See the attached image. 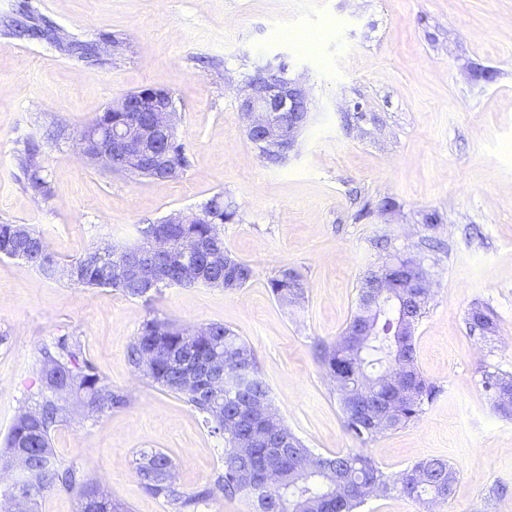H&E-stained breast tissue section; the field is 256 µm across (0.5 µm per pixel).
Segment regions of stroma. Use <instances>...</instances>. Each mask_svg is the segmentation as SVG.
Returning <instances> with one entry per match:
<instances>
[{"label":"stroma","instance_id":"stroma-1","mask_svg":"<svg viewBox=\"0 0 512 512\" xmlns=\"http://www.w3.org/2000/svg\"><path fill=\"white\" fill-rule=\"evenodd\" d=\"M96 57L10 28L21 9ZM288 62L311 120L287 164L248 140L238 88L255 66ZM171 92L189 166L176 180H134L88 164L73 141L113 101ZM40 156L50 194L26 191L17 155ZM223 194L237 207L224 245L254 279L236 291L167 286L143 298L85 289L0 257V447L40 388L41 351L62 336L129 404L75 411L52 434L63 466L128 512H176L148 494L141 452L175 464L190 494L224 468V440L183 398L128 360L142 323H221L253 350L277 414L315 453L355 447L315 345L342 333L370 270L393 254L432 282L413 335L437 388L407 426L365 446L392 474L429 458L458 480L431 510L399 494L362 512H512V418L493 407L490 372L512 373V0H0V224H27L67 264L90 247L133 244L140 230ZM435 213L438 223H426ZM294 269L306 285L288 307L269 282ZM487 307L496 331L470 334Z\"/></svg>","mask_w":512,"mask_h":512}]
</instances>
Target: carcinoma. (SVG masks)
Returning a JSON list of instances; mask_svg holds the SVG:
<instances>
[{
    "instance_id": "carcinoma-1",
    "label": "carcinoma",
    "mask_w": 512,
    "mask_h": 512,
    "mask_svg": "<svg viewBox=\"0 0 512 512\" xmlns=\"http://www.w3.org/2000/svg\"><path fill=\"white\" fill-rule=\"evenodd\" d=\"M16 27L32 35L60 40L55 29L39 24L29 12H22ZM66 51L79 58L93 55L91 43L69 40ZM174 164L186 170L189 159L186 147L180 139L167 147ZM41 145L29 140L18 158V168L24 176L25 187L32 195L45 198L49 195L48 181L42 175L40 163ZM204 215L187 224H149L141 229L147 235L159 229L177 245L185 238H195L207 243L212 254L221 259L209 262L207 279L217 283L231 277L227 289L234 291L245 287L255 276L253 267L236 258L224 246V235L215 229L234 220L237 207L221 194L210 198L203 205ZM17 224H0V256L18 259L27 257L29 264L46 277L59 265L43 236L27 228L26 236L18 233ZM116 247L93 246L71 262L77 269L69 278L71 284L81 288L110 287L130 297L146 293L145 279L110 277L104 264L93 260L102 255L113 261ZM269 287L274 297L288 305H298L305 298V283L291 269L280 271L271 279ZM408 289H399V295L386 298L376 313L357 308L350 322L370 319L374 323V336L370 337V349L360 351L346 339L349 329L331 343H323L319 349L320 363L328 374L345 368L343 382L351 388L362 387L365 378L374 381V389L367 398L382 406L388 398V390L380 374L390 369L407 379L406 392L387 411L373 417H362L348 409L346 394L336 387L344 425L349 434L366 445L378 437L397 430L413 420L425 402L433 399L435 386L429 383L418 369L414 358L412 335L402 336L397 329L406 324L414 325L424 315L428 300L420 302L412 316H404L400 295ZM471 328L481 337L495 332L496 323L490 310L475 306L468 313ZM183 351L197 356L216 353L231 364L243 365V384L240 389L227 392L224 398L213 403L185 391L170 365V358ZM129 359L133 368L151 383L181 396L189 405L204 415L211 432L224 437V471L218 473L213 483L192 494L182 493L165 472L174 468L172 460L160 451L142 452L137 473L145 490L155 498L178 505L180 512H195L197 505L217 493L233 499L245 495L251 499L253 512H357L372 495L386 496L399 493L421 504L429 505L448 500L457 481L456 469L445 459L432 458L414 463L396 474L385 473L363 451L338 452L319 455L305 446L303 441L273 412L270 420L280 432L281 447L286 452L263 443H253L246 453L238 451L244 441L260 433L266 424L264 419H252L247 414L248 402L257 397L269 398L267 384L258 372L251 347L236 332L221 323L207 325V333L197 334L181 328L165 319L150 318L141 325L130 344ZM40 380L46 391L39 395L30 415L18 418L0 449V465L8 467L19 453H27L30 479L48 493L64 489L78 491L80 512H127L119 502H111L100 495L73 467H62L56 460L51 443V433L67 422L68 408L54 399L53 387L61 386L87 407L86 414L95 416L107 411L123 409L128 405V395L101 381L94 368L81 356L78 346L66 338L59 339L42 353ZM485 388L495 409L504 417H512V401L503 393H512V373L493 372L486 376ZM275 467L280 474V484L267 489L256 482L255 476L264 466Z\"/></svg>"
}]
</instances>
